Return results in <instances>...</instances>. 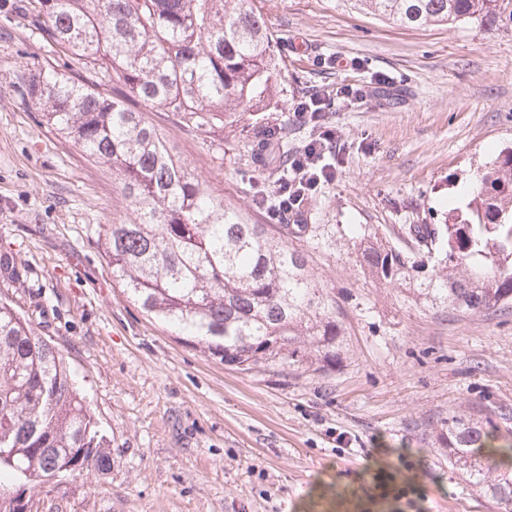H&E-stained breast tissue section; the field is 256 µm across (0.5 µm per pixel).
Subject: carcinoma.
Here are the masks:
<instances>
[{
	"mask_svg": "<svg viewBox=\"0 0 512 512\" xmlns=\"http://www.w3.org/2000/svg\"><path fill=\"white\" fill-rule=\"evenodd\" d=\"M405 27L471 22L512 31V0H365ZM32 20L56 52L93 80L32 73L25 94L46 122L107 168L126 202L102 228L112 280L148 316L241 371L263 364L326 373L341 359L336 299L299 242L324 224H256L213 193L143 109L170 112L224 141L240 109L274 91L273 38L254 0H37ZM467 211L404 224L407 248L369 237L371 276L464 314L512 304V152L473 181ZM30 269L0 250V286ZM480 421L454 417L448 464L487 497L512 503V445L486 447ZM76 448L112 468L110 444L59 352L0 292V498L45 484Z\"/></svg>",
	"mask_w": 512,
	"mask_h": 512,
	"instance_id": "1",
	"label": "carcinoma"
}]
</instances>
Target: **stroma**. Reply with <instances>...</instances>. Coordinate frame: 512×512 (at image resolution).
<instances>
[{"label": "stroma", "mask_w": 512, "mask_h": 512, "mask_svg": "<svg viewBox=\"0 0 512 512\" xmlns=\"http://www.w3.org/2000/svg\"><path fill=\"white\" fill-rule=\"evenodd\" d=\"M27 2L0 0V247L31 269L9 296L64 358L112 452L107 473L29 486L38 512H512L449 468L440 442L460 415L512 440V308L429 306L373 280L354 245L363 231L392 241L401 225L440 223L460 186L512 148V32L405 27L364 0H256L277 40L266 164L251 158V112L217 147L148 111L212 192L266 224L258 196L313 135L298 104L336 99L335 178L301 221L336 227L303 247L336 297L341 361L325 374L243 372L113 283L99 241L124 212L112 176L23 96L33 69L83 68L60 65ZM345 87L362 99L338 97Z\"/></svg>", "instance_id": "obj_1"}]
</instances>
